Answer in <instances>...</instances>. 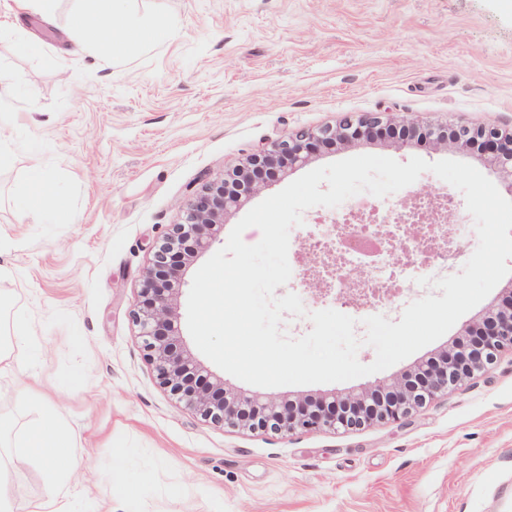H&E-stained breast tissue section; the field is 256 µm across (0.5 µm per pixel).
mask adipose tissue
Instances as JSON below:
<instances>
[{"label":"adipose tissue","mask_w":512,"mask_h":512,"mask_svg":"<svg viewBox=\"0 0 512 512\" xmlns=\"http://www.w3.org/2000/svg\"><path fill=\"white\" fill-rule=\"evenodd\" d=\"M127 0H92L89 9L76 14L72 28L77 32H100L99 52L112 55L116 43H146L148 35L141 27L126 23ZM30 163L18 195V207L46 208L54 216L67 212L66 198L53 192L50 179L40 161V147L30 144ZM56 415L43 411L39 419L21 432L15 441L13 460L33 458L45 466V493L39 501L19 504L0 493V512H78V504L68 490V482L79 462L72 452L68 430L56 423Z\"/></svg>","instance_id":"ef3b65f1"}]
</instances>
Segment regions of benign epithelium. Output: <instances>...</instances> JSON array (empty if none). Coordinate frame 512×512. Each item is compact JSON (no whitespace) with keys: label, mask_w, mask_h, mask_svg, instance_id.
Here are the masks:
<instances>
[{"label":"benign epithelium","mask_w":512,"mask_h":512,"mask_svg":"<svg viewBox=\"0 0 512 512\" xmlns=\"http://www.w3.org/2000/svg\"><path fill=\"white\" fill-rule=\"evenodd\" d=\"M390 138L402 148L426 141L436 148L474 151L495 170L504 191L512 197V127H472L464 124L420 123L399 120L392 129L389 119L376 114L345 117L334 125L303 129L284 140L273 142L258 155L246 157L224 172V177L207 180L187 200L181 221L172 225L162 243L154 247L144 273L134 321L139 327L146 356L159 384L168 388L201 417L228 428L290 434L353 430L380 422L406 419L437 394L488 371L505 351H512V290L508 301L492 303L478 322L467 328V345L472 353L462 357L444 351L437 363H422L417 375L389 385L338 398L334 395L278 403L224 387V380L212 376L182 346L178 297L181 278L178 264H187L194 254L207 249L223 228L224 215L263 185V178L283 164L303 165L313 150L329 144L352 146L373 144ZM436 210L421 216L415 228L402 230L388 222L375 226L377 236L392 242L400 237L412 249L441 256L452 249L448 235L435 233ZM345 280L343 304H357L372 296L389 299L392 288H368L361 270Z\"/></svg>","instance_id":"7a95c632"}]
</instances>
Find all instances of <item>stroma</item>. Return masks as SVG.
<instances>
[{"label":"stroma","mask_w":512,"mask_h":512,"mask_svg":"<svg viewBox=\"0 0 512 512\" xmlns=\"http://www.w3.org/2000/svg\"><path fill=\"white\" fill-rule=\"evenodd\" d=\"M85 0H59L46 23L0 8V73L17 83L0 105L13 115V151L0 163V330L26 317L37 351L0 379V445L53 407L72 429L80 466L71 486L110 512H512V354L437 395L411 417L360 430L289 435L237 432L204 421L159 385L132 313L153 246L177 223L200 178H221L274 141L343 116L512 125V14L500 0H129L152 44L68 54L65 29ZM21 25L24 37L12 32ZM49 56L61 64L46 65ZM67 194L70 210L48 221L20 213L30 141ZM372 154L408 162L474 155L389 141L323 146L307 163L278 168L224 217L220 250L243 216L303 174ZM450 203L456 243L436 277L459 273L478 245L463 194L433 173L381 199ZM512 287L503 278L486 302L440 339L392 367L347 382L258 387L225 375L226 387L279 402L357 393L386 384L452 349L470 322ZM306 316L285 315L293 338L308 313L335 308L297 280ZM32 391L34 403L20 398ZM127 469L110 480L112 463ZM45 490V468L13 470L6 494L20 504Z\"/></svg>","instance_id":"obj_1"}]
</instances>
